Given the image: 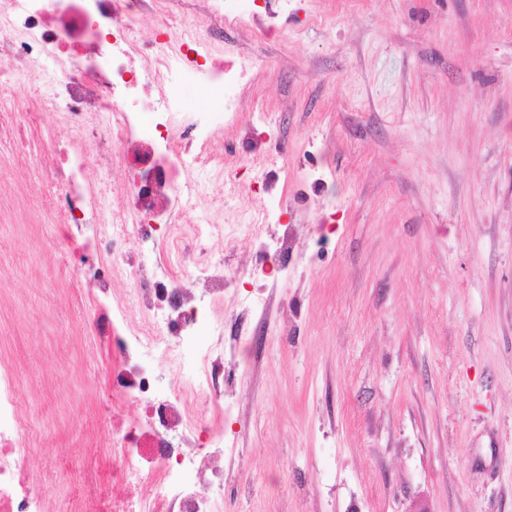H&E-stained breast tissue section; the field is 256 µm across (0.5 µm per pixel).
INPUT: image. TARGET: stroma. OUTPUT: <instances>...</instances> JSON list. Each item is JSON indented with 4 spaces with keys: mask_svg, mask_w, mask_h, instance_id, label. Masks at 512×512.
I'll use <instances>...</instances> for the list:
<instances>
[{
    "mask_svg": "<svg viewBox=\"0 0 512 512\" xmlns=\"http://www.w3.org/2000/svg\"><path fill=\"white\" fill-rule=\"evenodd\" d=\"M224 2L268 37L173 7L223 28L247 69L217 100L238 122L205 190L229 230L277 179L288 226L281 259L204 243L238 274L225 346L264 338L224 386L227 512H512V0ZM254 105L273 118L260 146ZM40 165L0 167V356L22 369L54 497L86 489L82 439L103 441L112 406L107 364L82 361L68 257L29 207ZM255 288L266 309L238 306Z\"/></svg>",
    "mask_w": 512,
    "mask_h": 512,
    "instance_id": "1",
    "label": "stroma"
}]
</instances>
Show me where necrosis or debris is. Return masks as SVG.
Listing matches in <instances>:
<instances>
[{
	"label": "necrosis or debris",
	"mask_w": 512,
	"mask_h": 512,
	"mask_svg": "<svg viewBox=\"0 0 512 512\" xmlns=\"http://www.w3.org/2000/svg\"><path fill=\"white\" fill-rule=\"evenodd\" d=\"M172 0H0V159L43 155L35 196L56 228L50 248H65L79 289L93 309L85 325L97 357L106 347L113 406L134 401L142 417L112 429V461L97 471L111 490L107 508L94 497L53 499L42 491L23 413L14 361L0 357V512H224V467L203 465L201 451L224 445L225 357L253 355L255 341L219 351L206 334L224 333L223 264L191 248L224 221L221 201L201 214L198 170L222 169L210 151L229 117L223 108L194 111L188 90L200 62L210 85L233 93L244 69L223 59L220 32L176 19ZM153 14L150 40L138 20ZM162 96L150 113L133 95ZM111 172L109 184L87 177ZM101 225L88 238V225ZM123 278L128 292L112 290ZM202 282L201 308L186 283ZM138 320H131L130 311ZM174 355L187 374L159 393L162 374L148 354ZM213 407L200 415L199 402Z\"/></svg>",
	"instance_id": "1"
}]
</instances>
